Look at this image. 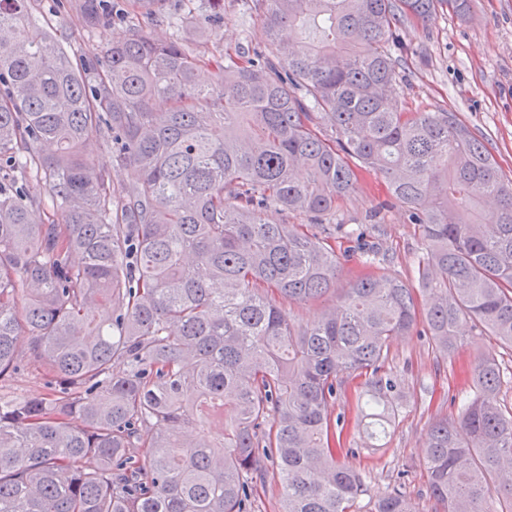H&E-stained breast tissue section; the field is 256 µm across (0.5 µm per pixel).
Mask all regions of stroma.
Segmentation results:
<instances>
[{
  "instance_id": "obj_1",
  "label": "stroma",
  "mask_w": 512,
  "mask_h": 512,
  "mask_svg": "<svg viewBox=\"0 0 512 512\" xmlns=\"http://www.w3.org/2000/svg\"><path fill=\"white\" fill-rule=\"evenodd\" d=\"M82 2H33L34 19L52 31L76 60L92 56L105 62L109 43L126 38L133 24L153 38L183 36L207 58L266 46L260 17L241 0H224V17L215 24L208 20L206 0H197L192 7L185 0H168V11L183 20L178 29L156 15L135 11L132 0H105L103 27L90 29L82 24ZM116 10L131 12L133 24L113 19ZM397 38L402 46L397 57L402 109L457 113L484 141L503 177L512 179V0H472L465 20L440 8L425 20L405 21ZM389 198L386 180L366 171L356 190L340 202L332 218L337 230L328 237L342 262L337 288L319 301L288 305L295 325L317 320L335 302L337 289L365 273L361 253L345 236L352 228L362 230L366 246L386 254V275L418 288L417 267L425 242L419 226L409 223L405 207ZM460 333L461 347L446 356L439 355L426 336L414 333L392 339L387 370L398 384L399 402L384 446L371 447L358 425L360 380L348 381L334 400L331 415L340 419V442L349 450L344 462L362 471L367 485L355 512H370L379 495L393 490L405 496L413 512H436L424 461L430 426L438 419H458L462 400L475 392L471 367L479 358L495 357L503 376L496 400L512 411V348L481 334L470 322L461 325Z\"/></svg>"
}]
</instances>
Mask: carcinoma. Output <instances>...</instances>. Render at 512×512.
Instances as JSON below:
<instances>
[{"mask_svg":"<svg viewBox=\"0 0 512 512\" xmlns=\"http://www.w3.org/2000/svg\"><path fill=\"white\" fill-rule=\"evenodd\" d=\"M256 2L268 52L205 61L133 28L89 91L31 0H0V380L26 359L52 376L36 398L0 391V512H251L269 485L280 512H351L365 484L330 414L344 382L363 379L360 425L380 442L393 337L422 323L446 355L470 320L512 347V182L456 113L395 103L399 26L471 0ZM94 133L111 174L85 157ZM364 171L421 229L427 307L373 271L296 326L283 303L335 287L339 257L264 211L320 224ZM17 173L44 178L58 218ZM473 381L459 419L430 428L429 494L443 512H512L494 357ZM374 512L410 510L393 491Z\"/></svg>","mask_w":512,"mask_h":512,"instance_id":"1","label":"carcinoma"}]
</instances>
